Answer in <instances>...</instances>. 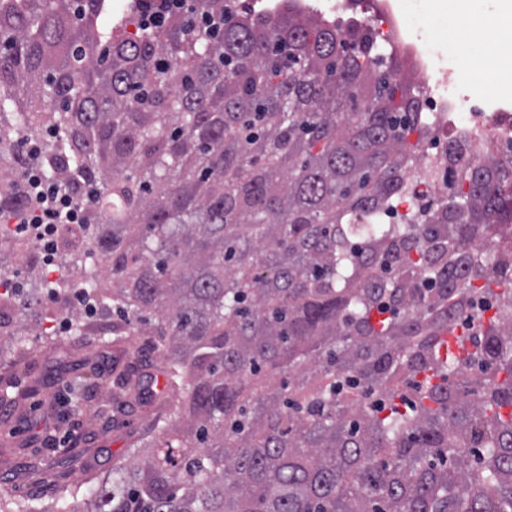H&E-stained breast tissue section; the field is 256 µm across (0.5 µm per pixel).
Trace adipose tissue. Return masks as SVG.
<instances>
[{"label":"adipose tissue","mask_w":512,"mask_h":512,"mask_svg":"<svg viewBox=\"0 0 512 512\" xmlns=\"http://www.w3.org/2000/svg\"><path fill=\"white\" fill-rule=\"evenodd\" d=\"M496 20L472 27L482 0H396L405 26L413 31H436V50L447 54L461 81L478 90L512 92V80H504L499 67L484 50L499 38L512 33V0H499Z\"/></svg>","instance_id":"1"}]
</instances>
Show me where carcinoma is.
<instances>
[{"instance_id": "obj_1", "label": "carcinoma", "mask_w": 512, "mask_h": 512, "mask_svg": "<svg viewBox=\"0 0 512 512\" xmlns=\"http://www.w3.org/2000/svg\"><path fill=\"white\" fill-rule=\"evenodd\" d=\"M378 37L0 0V340L66 370L68 323L65 421L162 410L77 512H512V141L445 135ZM30 171L84 211L50 265Z\"/></svg>"}]
</instances>
